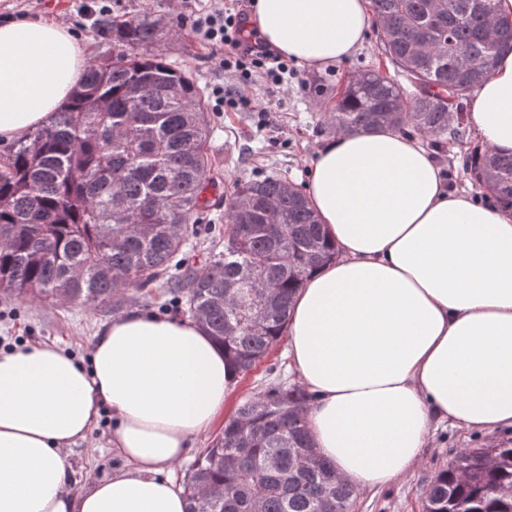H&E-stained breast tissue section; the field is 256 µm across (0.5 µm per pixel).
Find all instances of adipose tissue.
<instances>
[{"instance_id":"1","label":"adipose tissue","mask_w":512,"mask_h":512,"mask_svg":"<svg viewBox=\"0 0 512 512\" xmlns=\"http://www.w3.org/2000/svg\"><path fill=\"white\" fill-rule=\"evenodd\" d=\"M251 20L315 70L355 55L375 25L369 0H254ZM84 62L63 23H1L0 139L47 123ZM468 121L475 141L512 153V52ZM304 195L336 246L285 328L318 454L368 490L408 477L436 424L512 428V213L449 190L423 140L393 128L318 146ZM237 379L194 320L139 310L104 326L86 365L53 344L0 349V512H186L169 468L223 417ZM105 411L123 464L74 488L70 453Z\"/></svg>"}]
</instances>
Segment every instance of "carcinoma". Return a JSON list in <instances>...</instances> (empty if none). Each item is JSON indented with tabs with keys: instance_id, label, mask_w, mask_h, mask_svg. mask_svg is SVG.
I'll return each instance as SVG.
<instances>
[{
	"instance_id": "obj_1",
	"label": "carcinoma",
	"mask_w": 512,
	"mask_h": 512,
	"mask_svg": "<svg viewBox=\"0 0 512 512\" xmlns=\"http://www.w3.org/2000/svg\"><path fill=\"white\" fill-rule=\"evenodd\" d=\"M371 6L383 52L413 90L378 70L351 75L333 105L336 131L410 125L439 153L463 141L467 95L512 50L497 0ZM100 27L116 55L93 60L48 124L0 150V296L98 307L122 288H175L246 373L283 339L293 295L333 245L303 194L268 176L225 199L224 245L199 265L178 258L188 224L209 208L200 88L154 52L152 9ZM144 78L158 88L134 94ZM464 169L512 212V154L476 149ZM308 401L284 383L247 399L186 473L188 512H353L354 487L313 452ZM423 512H512V444L457 451Z\"/></svg>"
}]
</instances>
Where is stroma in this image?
<instances>
[{"instance_id": "1", "label": "stroma", "mask_w": 512, "mask_h": 512, "mask_svg": "<svg viewBox=\"0 0 512 512\" xmlns=\"http://www.w3.org/2000/svg\"><path fill=\"white\" fill-rule=\"evenodd\" d=\"M156 17L167 26H181L180 35L162 40L158 48L167 60L187 72L202 91L213 84L245 96L248 107L208 112V148L212 166L207 183L211 210L190 225L186 250L202 257L219 243L224 230V199L236 182L281 178L288 185L304 189L309 179L315 146L334 137L330 113L336 99V84L350 74L366 69L392 73L377 31H370L363 48L347 61L321 71L295 66L287 89H279L255 78L249 85L216 65L210 46L197 37L188 22L202 5L201 0H151ZM84 0H0V23L22 17H42L70 23L87 60L112 52V43L100 37L97 20L82 9ZM254 103L270 105L266 117L251 112ZM148 310L160 316L180 318L184 306L166 289L152 292L122 291L119 308H86L62 300L22 301L0 299V348L23 344L54 343L88 362L99 329L116 311ZM285 343H278L256 367L240 375L224 407L225 417H233L239 405L266 387L293 383L288 370ZM111 417H102L87 444L74 448L71 460L78 486L86 488L107 478L121 461L108 446ZM502 445L512 441V429L495 437L481 432H461L441 426L428 438L417 469L405 480L377 490L356 493L355 512H422L427 487L445 469L453 454L462 448H483L488 441Z\"/></svg>"}]
</instances>
